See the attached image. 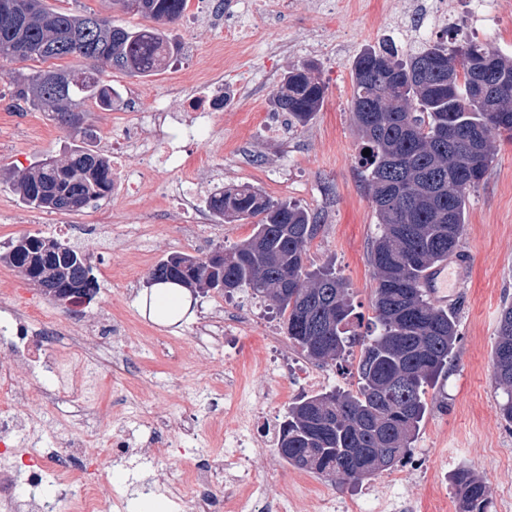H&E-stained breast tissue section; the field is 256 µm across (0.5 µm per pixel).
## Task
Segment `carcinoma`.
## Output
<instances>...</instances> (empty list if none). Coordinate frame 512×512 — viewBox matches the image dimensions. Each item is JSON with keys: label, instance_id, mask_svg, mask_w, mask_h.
I'll return each mask as SVG.
<instances>
[{"label": "carcinoma", "instance_id": "carcinoma-1", "mask_svg": "<svg viewBox=\"0 0 512 512\" xmlns=\"http://www.w3.org/2000/svg\"><path fill=\"white\" fill-rule=\"evenodd\" d=\"M152 22L126 27L86 12H58L44 0H0L22 23L0 29V62L79 58L90 67L20 75V96L49 109L75 144L63 160L46 157L14 175L24 204L50 212H78L112 193V163L88 147L81 104L105 107L120 97L104 83L103 68L149 76L177 55L167 28L187 0H112ZM26 54L15 56L16 45ZM351 114L358 155L379 235L370 265L373 331L360 334L350 284L332 267L311 269L307 251L317 217L292 201L273 200L250 186H231L208 201L221 221L252 220L253 233L204 256L175 253L157 263L158 284L190 292L220 291L218 281L247 288L273 302L289 342L310 362L340 364L357 355L355 387L303 397L288 407L277 454L289 465L336 483L360 481L395 467L410 454L429 412L428 388L448 374L460 342L453 308L434 305L422 288L428 270L457 251L469 198L484 180L497 147L512 142V55L488 42L461 39L401 52L393 44L368 47L350 66ZM327 88L308 60L288 67L271 106L288 125L306 127L321 111ZM91 256L65 239L29 234L0 260L19 269L57 301L82 284ZM492 378L512 424V303L504 304L492 349ZM459 512H485V482L466 466L451 475Z\"/></svg>", "mask_w": 512, "mask_h": 512}]
</instances>
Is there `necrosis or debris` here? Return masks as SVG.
Returning <instances> with one entry per match:
<instances>
[{"instance_id":"necrosis-or-debris-1","label":"necrosis or debris","mask_w":512,"mask_h":512,"mask_svg":"<svg viewBox=\"0 0 512 512\" xmlns=\"http://www.w3.org/2000/svg\"><path fill=\"white\" fill-rule=\"evenodd\" d=\"M235 87L225 85L223 80L200 77L198 84L175 82L170 84L169 99L180 102L181 113L170 116L167 102L157 103L150 111H143L138 91H130L125 99L127 111L137 113L139 121L126 129L123 135L112 141L113 159L135 154L140 156L144 168L131 171L122 167L112 168V196L116 199L131 200L138 196L140 185L147 170L162 166L187 170L183 184L177 185L171 195L183 211L198 216L208 224L212 216L200 209L198 198L205 188L203 178L196 170L188 169L184 157V146L188 143H205L211 140L216 119L225 105L234 96ZM176 123V142L164 152H157L153 129L163 128L167 123ZM13 323L11 335L0 338V344L8 346L15 364L29 370H45L62 377L63 396L75 398L82 395L86 379L81 369L65 372L58 356L49 355L48 347L56 345L62 334L60 322H43L38 329H31L32 317L29 312H14L10 315ZM35 391L19 389L12 382L11 371L0 366V448L11 451L28 437L30 428L22 417L25 405L39 400ZM231 415L238 419L234 428L225 430L224 438L234 448L250 449L253 455L267 458L275 444L273 430L257 431L254 420L260 412L259 406L244 407L233 405ZM212 464H196L190 467L182 488V496L190 505L189 512H417L419 505L412 499H396L388 487L369 491L359 498L332 503L324 496H288L286 501L276 502L267 496L265 489L253 483L247 469H239L229 475L223 495L212 491ZM56 473L72 487L69 499L71 512H103L104 505L99 488L91 479L87 467L85 444L81 439L62 438L57 449L45 451L42 459L28 463L26 483L39 487L47 473Z\"/></svg>"}]
</instances>
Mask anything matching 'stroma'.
Listing matches in <instances>:
<instances>
[{"label": "stroma", "mask_w": 512, "mask_h": 512, "mask_svg": "<svg viewBox=\"0 0 512 512\" xmlns=\"http://www.w3.org/2000/svg\"><path fill=\"white\" fill-rule=\"evenodd\" d=\"M199 2L188 0L185 17L170 27L173 41L190 53L187 69L169 67L149 77L108 69L104 81L123 90L141 87L151 98L165 97L172 82L200 73L228 84L244 82V90L224 109L218 135L204 147L216 183L250 185L272 199L293 201L318 214L321 228L309 246V266L334 267L350 283L359 312L371 317L369 252L378 224L357 164L350 64L366 46L400 42L396 22L414 11L417 0H324L319 10L312 8V0H293L288 13L266 16L250 15L247 0H224L223 22L250 26L253 37L221 52L215 46L222 23L208 21ZM306 60L317 62L327 86L324 106L305 128L287 129L282 140H271L267 129L285 123L286 117L272 111L270 95L288 66ZM39 67L36 61L13 63L9 74L0 75V250L39 230L48 236L61 234L91 255L100 290L74 315L17 269L0 262V329L7 328L10 311L38 306L43 319L68 327L72 340L62 345V352L74 361L94 356L103 388L62 408L48 401L30 407L37 432L17 462L25 464L27 455L55 447L65 431L83 433V415L100 412L105 421L92 438L91 477L106 497H120L122 512H139L149 497L167 499L169 512H186V505L170 495L172 487L181 485L184 467L202 460L220 462L226 453L223 443L209 438L210 420L224 414L230 400L250 402L260 392L266 419L280 423L289 405L310 393L300 378L308 361L293 348L287 364H280L270 339L284 336L282 319L272 302L251 298L244 290L230 297L215 291L197 294L193 308H182L173 318L148 310L143 281L159 260L181 252L202 255L219 245L229 248L253 231L252 225L238 221L201 224L194 235H187L178 209L159 198L166 186L183 181L176 169L149 174L132 205L92 203L79 212L59 213L22 203L12 188L14 171L41 156L65 158L72 147L54 113L14 100L12 73ZM84 111L89 143L106 155L112 152L113 135L137 121L120 102L106 111L90 101ZM99 224L111 225L120 249L88 234V227ZM460 249L469 254L471 270L455 305L461 337L458 358L449 365L447 377L430 390L431 411L408 457L392 472L344 486L285 463L272 469L252 466L254 480L270 495L280 496L302 479L326 495L344 497L383 486L395 474L401 478L396 494L414 498L424 512H438L441 505L455 501L451 482L437 467L444 458L449 469L465 464L483 478L488 512H512V426L500 415L498 404L505 395L496 390L491 376L500 311L512 300V143L501 145L470 198ZM116 316L126 324L121 341L125 363L119 367L113 365L111 351L95 343L96 335H111ZM228 364L242 377L230 400L217 377L218 369ZM125 399L149 415L192 417L193 447L181 448L182 437L175 434L153 462H141L135 455L112 457L108 441L115 431H122L133 448L145 438L139 418L125 421L114 414V404Z\"/></svg>", "instance_id": "1"}]
</instances>
